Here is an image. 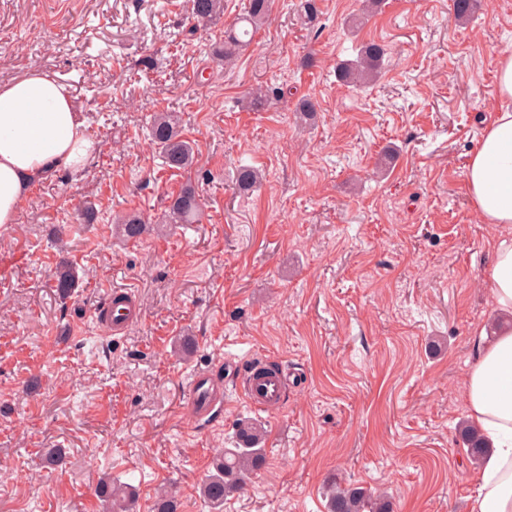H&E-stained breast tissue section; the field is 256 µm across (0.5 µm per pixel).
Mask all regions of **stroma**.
I'll use <instances>...</instances> for the list:
<instances>
[{
  "label": "stroma",
  "mask_w": 512,
  "mask_h": 512,
  "mask_svg": "<svg viewBox=\"0 0 512 512\" xmlns=\"http://www.w3.org/2000/svg\"><path fill=\"white\" fill-rule=\"evenodd\" d=\"M298 3L276 0L224 68L223 23L192 28L189 0H0V82L57 75L98 144L0 228V512H110L103 478L130 485L136 512L164 488L209 512L198 487L243 420L264 427L266 463L224 512H328L332 476L386 491L392 512H469L478 467L459 426L503 229L480 223L462 174L512 51V0H479L466 25L451 0H386L362 25L360 0H318L314 29ZM370 40L391 48L379 79L338 81ZM255 85L286 95L256 109ZM157 112L179 114L192 167L150 143ZM241 165L265 174L248 194ZM188 183L198 221L159 223ZM128 213L154 220L139 240L114 222ZM64 265L79 274L65 299ZM113 289L141 310L118 337L97 321ZM251 359L284 368L285 408L228 382L222 412L195 420L193 374Z\"/></svg>",
  "instance_id": "35a3bbf8"
}]
</instances>
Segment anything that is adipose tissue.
<instances>
[{
    "label": "adipose tissue",
    "mask_w": 512,
    "mask_h": 512,
    "mask_svg": "<svg viewBox=\"0 0 512 512\" xmlns=\"http://www.w3.org/2000/svg\"><path fill=\"white\" fill-rule=\"evenodd\" d=\"M94 146L68 86L38 67L0 83V226L49 173L82 171ZM481 223L506 227L493 244L484 286L495 310L512 316V53L497 69V104L463 172ZM466 377L468 417L493 451L475 475L471 512H512V326L473 334Z\"/></svg>",
    "instance_id": "1"
}]
</instances>
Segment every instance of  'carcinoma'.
<instances>
[{"label": "carcinoma", "mask_w": 512, "mask_h": 512, "mask_svg": "<svg viewBox=\"0 0 512 512\" xmlns=\"http://www.w3.org/2000/svg\"><path fill=\"white\" fill-rule=\"evenodd\" d=\"M274 0H248L245 11L224 26V43L215 50V58L228 66L250 45L252 31L269 18ZM457 20L469 22L474 18V0H452ZM224 15V0H191V19L198 26ZM320 9L317 0H300V19L306 26L318 23ZM387 49L375 42L362 44L353 60L338 66L341 81L356 87H366L379 77ZM150 138L161 152L163 162L171 169H186L193 164L194 149L183 139L178 116L161 112L152 117ZM261 181V173L252 167L238 169L240 189L250 190ZM200 210L195 187L187 184L171 197L162 214L167 224H192ZM123 235L128 240L138 239L146 230V219L140 214H127L119 219ZM461 435L467 456L478 462L484 458L489 443L477 430L464 428ZM264 428L254 422L242 421L236 429L234 446L226 448L212 462L213 472L200 485V495L210 512H223L224 498L245 489L250 476L263 465L265 449ZM100 497L112 501L115 512H131L135 497L128 487L106 480L97 486ZM329 512H389L386 496L364 487L343 486L333 480L328 483Z\"/></svg>", "instance_id": "carcinoma-1"}]
</instances>
